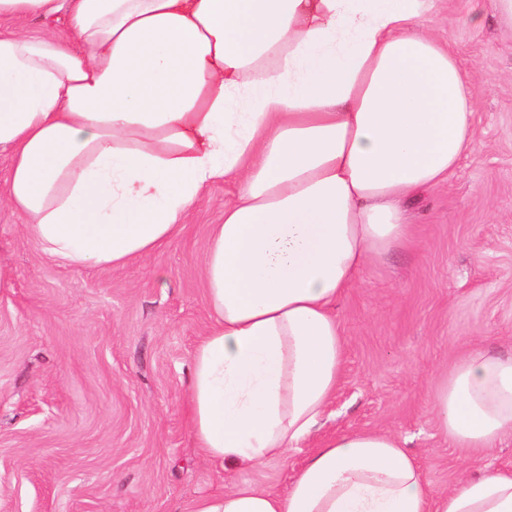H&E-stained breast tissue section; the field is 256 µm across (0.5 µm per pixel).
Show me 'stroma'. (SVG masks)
<instances>
[{"mask_svg": "<svg viewBox=\"0 0 512 512\" xmlns=\"http://www.w3.org/2000/svg\"><path fill=\"white\" fill-rule=\"evenodd\" d=\"M421 27L449 42L477 94L474 148L410 202L416 247L370 263L337 303L336 396L287 459L226 468L190 431L205 251L234 182L211 184L156 253L108 268L50 255L0 204V512H189L232 488L282 495L313 448L357 430L400 437L436 491L468 468L512 466L511 439L453 447L432 411L438 375L469 347L512 353V30L491 0H434Z\"/></svg>", "mask_w": 512, "mask_h": 512, "instance_id": "stroma-1", "label": "stroma"}]
</instances>
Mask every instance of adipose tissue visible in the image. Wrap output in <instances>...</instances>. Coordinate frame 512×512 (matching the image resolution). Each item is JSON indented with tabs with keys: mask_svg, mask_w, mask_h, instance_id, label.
Wrapping results in <instances>:
<instances>
[{
	"mask_svg": "<svg viewBox=\"0 0 512 512\" xmlns=\"http://www.w3.org/2000/svg\"><path fill=\"white\" fill-rule=\"evenodd\" d=\"M433 0H0L4 203L45 250L102 267L170 241L217 181H237L205 255L210 324L190 427L214 461L287 458L334 399L337 302L414 241L406 202L448 181L475 140L476 94ZM432 410L459 448L512 436V354L478 348ZM192 512H512V466L436 492L396 435L313 449L288 492L229 489Z\"/></svg>",
	"mask_w": 512,
	"mask_h": 512,
	"instance_id": "1",
	"label": "adipose tissue"
}]
</instances>
